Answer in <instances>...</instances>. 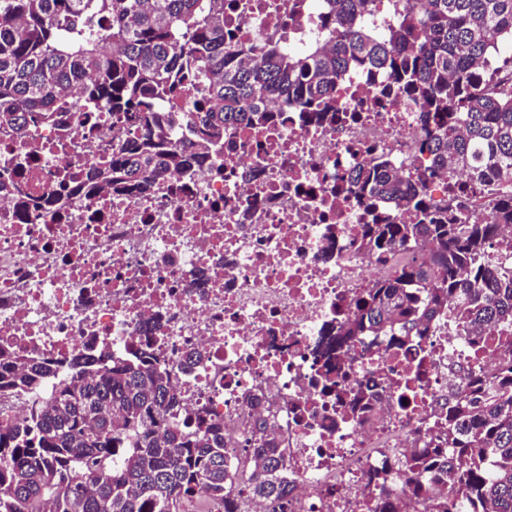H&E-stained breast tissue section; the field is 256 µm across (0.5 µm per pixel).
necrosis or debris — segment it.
Wrapping results in <instances>:
<instances>
[{
	"mask_svg": "<svg viewBox=\"0 0 512 512\" xmlns=\"http://www.w3.org/2000/svg\"><path fill=\"white\" fill-rule=\"evenodd\" d=\"M287 18L288 0L224 3L241 44L316 41L314 14ZM391 81L345 73L323 122L269 100L265 128L227 130L223 152L140 195L85 191L132 137L85 95L55 121L0 126V352L58 364L94 338L123 354L153 322L183 401L223 421L229 455L277 410L288 512H373V473L421 447L464 370L490 376L512 354L473 363L467 334L437 317L401 346L347 343L334 359L344 394L322 389V341L399 262L365 248L371 216L351 173L386 159L408 181L430 165L418 106L380 94ZM190 349L200 362L178 372Z\"/></svg>",
	"mask_w": 512,
	"mask_h": 512,
	"instance_id": "1",
	"label": "necrosis or debris"
}]
</instances>
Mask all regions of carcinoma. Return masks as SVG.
<instances>
[{
  "label": "carcinoma",
  "mask_w": 512,
  "mask_h": 512,
  "mask_svg": "<svg viewBox=\"0 0 512 512\" xmlns=\"http://www.w3.org/2000/svg\"><path fill=\"white\" fill-rule=\"evenodd\" d=\"M299 17L317 4L324 50L285 42L258 48L224 32V0H0V120L16 130L68 111L74 93L112 106L135 137L99 163L95 188L146 194L171 173L201 166L241 124L262 126L268 98L325 119L326 100L347 71L383 69L419 106L423 148L433 168L473 185L512 179V0H395L383 31L369 21L374 0H289ZM492 60L501 73L479 71ZM210 81L191 112L157 103ZM194 134L172 141L176 122ZM354 180L367 206L389 199L405 224L373 211L365 247L378 255L429 238L427 264L403 263L373 283L336 324V346L358 336H421L434 316L468 332L479 359L512 344V252L495 251L512 225V193L472 222L459 202L437 206L425 176L405 184L381 160ZM48 396L50 373L34 356L0 354V390L26 394L29 413L0 418V512H183L205 496L216 512H238L243 496L288 512V461L274 422L260 419L243 458L225 451L224 423L183 405L172 370L151 340L116 356L86 347ZM440 411L427 445L397 468L380 470L382 489L422 501L424 512H512V358L491 378L472 371Z\"/></svg>",
  "instance_id": "carcinoma-1"
}]
</instances>
